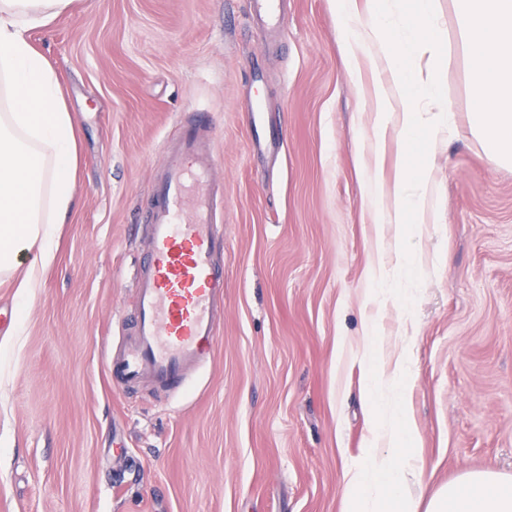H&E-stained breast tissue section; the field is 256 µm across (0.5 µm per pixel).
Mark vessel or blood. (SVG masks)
<instances>
[{"label": "vessel or blood", "mask_w": 512, "mask_h": 512, "mask_svg": "<svg viewBox=\"0 0 512 512\" xmlns=\"http://www.w3.org/2000/svg\"><path fill=\"white\" fill-rule=\"evenodd\" d=\"M251 9L266 29H281L284 0H251ZM250 123L257 146L279 148L274 133L261 128L260 109H252ZM216 165L212 139L196 129L166 147L163 174L152 188L148 259L137 276L132 339L111 359L112 374L124 386L149 380L184 392L188 373L202 368L215 350V314L224 303Z\"/></svg>", "instance_id": "b4317fda"}]
</instances>
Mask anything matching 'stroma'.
Listing matches in <instances>:
<instances>
[{"mask_svg": "<svg viewBox=\"0 0 512 512\" xmlns=\"http://www.w3.org/2000/svg\"><path fill=\"white\" fill-rule=\"evenodd\" d=\"M34 46L67 88L75 207L34 299L0 279V512H343L366 454L365 325L406 344L417 512L472 472L512 478V166L470 124L468 63L434 147L417 288L368 304L377 262L361 196L374 73L352 80L335 0H288L279 32L249 0H74ZM284 143L252 146L250 107ZM210 120L224 192L214 355L176 401L126 392L150 189L179 121Z\"/></svg>", "mask_w": 512, "mask_h": 512, "instance_id": "35a3bbf8", "label": "stroma"}]
</instances>
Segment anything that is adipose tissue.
I'll use <instances>...</instances> for the list:
<instances>
[{
	"instance_id": "ef3b65f1",
	"label": "adipose tissue",
	"mask_w": 512,
	"mask_h": 512,
	"mask_svg": "<svg viewBox=\"0 0 512 512\" xmlns=\"http://www.w3.org/2000/svg\"><path fill=\"white\" fill-rule=\"evenodd\" d=\"M73 0H0V276H19L35 296L41 268L55 259V240L74 205L77 127L57 71L30 40L68 12ZM463 32L449 44L437 0H336L342 48L352 77L364 66L385 73L373 89L372 148L383 158L390 130L408 163L393 185L365 174L362 194L379 224L399 228L393 270L372 272L377 296L409 299V241L424 221L433 178L430 147L451 115L444 76L456 56L470 61L475 110L471 124L489 159L512 166V0H457ZM38 262L22 267L25 252ZM398 356L395 372H406ZM365 391L377 414L363 464L344 490L345 512H415L402 494L418 473L411 447L406 387L387 374L380 351L367 354ZM425 512H512V481L473 472L443 486Z\"/></svg>"
}]
</instances>
